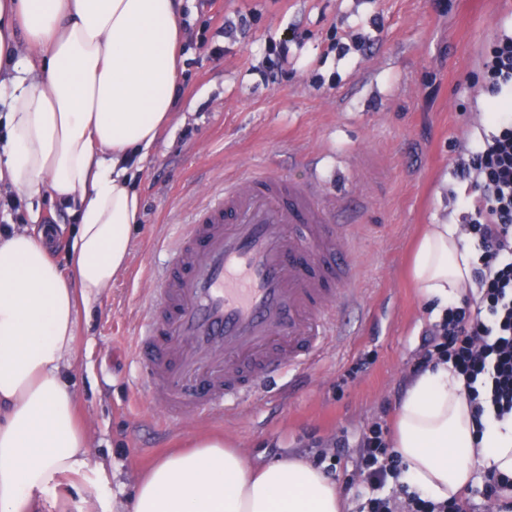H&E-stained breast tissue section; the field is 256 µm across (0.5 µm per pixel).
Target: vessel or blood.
I'll return each mask as SVG.
<instances>
[{
    "label": "vessel or blood",
    "instance_id": "obj_1",
    "mask_svg": "<svg viewBox=\"0 0 512 512\" xmlns=\"http://www.w3.org/2000/svg\"><path fill=\"white\" fill-rule=\"evenodd\" d=\"M348 197L266 167L225 184L183 224L139 328L135 369L170 421L273 395L359 300L336 224Z\"/></svg>",
    "mask_w": 512,
    "mask_h": 512
}]
</instances>
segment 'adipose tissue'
Masks as SVG:
<instances>
[{"mask_svg": "<svg viewBox=\"0 0 512 512\" xmlns=\"http://www.w3.org/2000/svg\"><path fill=\"white\" fill-rule=\"evenodd\" d=\"M24 41H17L14 24ZM182 17L177 0H0V61L13 65L0 180L79 207L63 275L40 234L0 240V512H68L62 485L94 473L70 378L79 354L80 305L127 266L139 200L126 164L155 145L171 119ZM474 255L454 224H433L412 278L435 315L460 301ZM402 483L436 502L474 481L473 461L512 476V424L477 433L464 381L452 366L417 376L396 420ZM105 512H342L335 483L297 458L250 467L223 439L159 456L131 495Z\"/></svg>", "mask_w": 512, "mask_h": 512, "instance_id": "obj_1", "label": "adipose tissue"}]
</instances>
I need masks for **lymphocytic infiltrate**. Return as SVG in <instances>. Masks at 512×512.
Returning a JSON list of instances; mask_svg holds the SVG:
<instances>
[{"label":"lymphocytic infiltrate","instance_id":"f902f5d3","mask_svg":"<svg viewBox=\"0 0 512 512\" xmlns=\"http://www.w3.org/2000/svg\"><path fill=\"white\" fill-rule=\"evenodd\" d=\"M482 81L503 98L491 129L474 149L460 153L457 176L471 190L461 199L460 218L474 244L475 290L463 305L444 309L425 336L414 373L452 365L463 377L477 431L485 422L512 420V33L492 44ZM359 471L369 486L382 488L403 468L387 421L367 424L360 433ZM367 512H472L467 496L435 502L416 491L404 502L368 499Z\"/></svg>","mask_w":512,"mask_h":512}]
</instances>
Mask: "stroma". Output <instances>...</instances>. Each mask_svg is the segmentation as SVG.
<instances>
[{"mask_svg":"<svg viewBox=\"0 0 512 512\" xmlns=\"http://www.w3.org/2000/svg\"><path fill=\"white\" fill-rule=\"evenodd\" d=\"M172 124L152 152L129 165L140 200L128 266L100 298L81 309V356L72 371L79 416L93 456L121 465L123 480L198 434H218L253 467L288 458L313 461L309 434L344 436L332 479L360 512L369 495L357 478L362 428L384 404L399 406L422 338L435 323L413 287L410 262L431 224L459 221L453 165L487 126L491 99L479 79L488 43L512 31V0H182ZM256 14L244 36L225 22ZM369 37L368 52L339 54L333 42ZM288 39L277 85L259 69L269 38ZM324 87H315V79ZM317 159L328 186L358 197L349 232L362 265L360 305L339 334L294 374L288 390L240 410L170 425L134 371L138 322L152 295V270L166 259L182 218L225 179L271 166L301 179L298 155ZM26 218H54L52 251L67 268L74 209L47 194L22 200ZM370 356L368 370L340 385L344 371Z\"/></svg>","mask_w":512,"mask_h":512,"instance_id":"obj_1","label":"stroma"}]
</instances>
